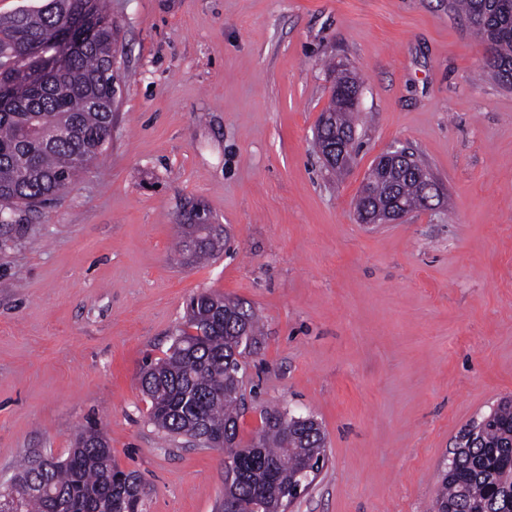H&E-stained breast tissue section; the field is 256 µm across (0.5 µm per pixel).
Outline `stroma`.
Here are the masks:
<instances>
[{"label":"stroma","instance_id":"stroma-1","mask_svg":"<svg viewBox=\"0 0 512 512\" xmlns=\"http://www.w3.org/2000/svg\"><path fill=\"white\" fill-rule=\"evenodd\" d=\"M112 138L58 196L0 231V485L94 425L144 512H215L224 453L148 417L146 360L187 300L249 304L240 434L265 408L317 420L327 463L288 512H431L460 430L512 399V87L448 0H108ZM360 83L342 175L314 141L333 68ZM409 148L432 210L363 224L380 155ZM223 251L180 263L184 214Z\"/></svg>","mask_w":512,"mask_h":512}]
</instances>
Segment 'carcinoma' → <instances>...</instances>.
Here are the masks:
<instances>
[{
    "label": "carcinoma",
    "instance_id": "1",
    "mask_svg": "<svg viewBox=\"0 0 512 512\" xmlns=\"http://www.w3.org/2000/svg\"><path fill=\"white\" fill-rule=\"evenodd\" d=\"M44 6L0 17V217L19 205L34 207L75 182L102 154L112 136L119 74L118 24L104 0H49ZM484 43L496 52L484 68L512 83V0H449ZM79 23L76 44L49 45L65 25ZM355 75L342 71L331 87L326 122L317 125L316 147L353 131L358 111ZM410 160L372 182L358 195L356 212L397 194L410 210L426 209L419 176ZM189 232L179 251L192 261L215 256L220 235L198 206L185 214ZM260 334L257 315L237 300L202 292L187 303L184 328L166 357L140 373L149 398V419L170 436L206 448H222L221 512H286V492L306 468L321 471L325 437L314 420L298 423L265 410L248 441L239 435L245 359ZM482 433L455 449L443 472L434 512H512V484L504 479L512 457V401L485 415ZM17 480L30 493L14 501L0 495V512H143L138 476L112 462V449L94 426L82 430L62 459L26 465Z\"/></svg>",
    "mask_w": 512,
    "mask_h": 512
}]
</instances>
